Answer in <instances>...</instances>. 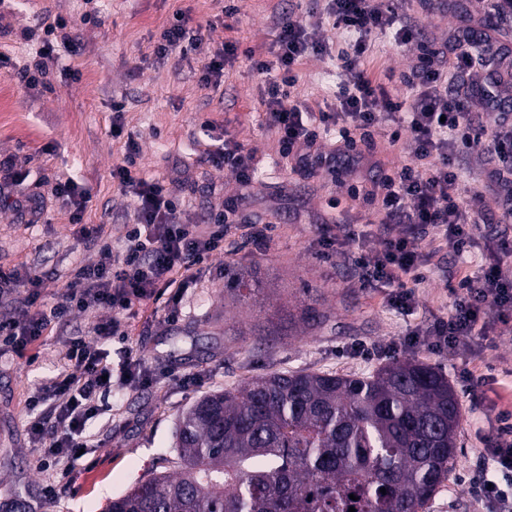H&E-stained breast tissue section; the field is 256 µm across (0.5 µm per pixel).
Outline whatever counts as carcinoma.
Masks as SVG:
<instances>
[{"label":"carcinoma","mask_w":512,"mask_h":512,"mask_svg":"<svg viewBox=\"0 0 512 512\" xmlns=\"http://www.w3.org/2000/svg\"><path fill=\"white\" fill-rule=\"evenodd\" d=\"M256 288L235 285L245 303ZM460 418L448 378L418 360L255 375L184 409L174 471L107 512H425L455 470Z\"/></svg>","instance_id":"cac0c4a2"}]
</instances>
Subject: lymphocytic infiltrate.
Listing matches in <instances>:
<instances>
[{
  "mask_svg": "<svg viewBox=\"0 0 512 512\" xmlns=\"http://www.w3.org/2000/svg\"><path fill=\"white\" fill-rule=\"evenodd\" d=\"M405 0H324L323 10L338 33L349 35L345 49L321 39L317 32L291 16L278 19L280 32L269 57L252 58L253 70L263 79L262 102L266 125L278 153L294 167L312 172L327 166L330 174L349 172L361 156L359 142L367 141L380 128L388 129L390 143L407 141L413 160L380 174L379 221L342 233H318L323 254L350 257L362 287L388 286L385 297L392 309L414 308L415 287L423 279L428 255L422 243L429 229L460 261L475 260L476 225L493 222L512 224V123L491 127L477 121L470 111V97L455 76L470 75L471 55H456L444 63L439 50L430 48L423 33L404 13ZM388 37L400 46L419 50L416 63L402 71L387 70L376 76L366 66L372 41ZM68 22L55 17L43 29L34 67L23 70L25 88H36L56 47H69ZM201 28H191L182 13H175L164 28L153 53L165 59L172 54L201 52ZM311 56L335 60L342 80L330 102L312 112L293 95L298 82L297 65ZM409 89V96L394 94L396 86ZM338 132L340 143L322 152L320 132ZM139 147L127 139L121 163L112 178L123 194L133 197L134 222L127 225L122 244H113L99 224L83 221L88 200L74 181L58 183L57 196L74 207L72 223L82 238L96 242V262L76 268L58 300L45 305L42 290L46 275L20 266L0 270V350L25 355L53 328L67 325L79 314L104 311L106 319L88 326L70 338L62 369L43 383L31 403L28 430L41 453L34 464L40 472L62 469L90 447L86 423L113 391L131 389L147 382L142 363L127 356L120 370H113L105 343L121 335L119 316L136 304L154 299L167 289L168 322H176L184 294L196 282L205 261L224 249L223 211L210 213L207 221L186 220L178 199L155 178L139 176ZM478 155L494 169L479 186L463 184L460 162ZM218 168L231 169L240 186H248L256 168L255 158L236 142L226 139L208 144L203 155ZM494 196L498 208L488 214L486 196ZM490 253L476 271L460 269L457 289L446 313L416 325L408 339L450 355L475 356L481 338L512 334V239L487 240ZM495 436L484 438L485 468L474 485L475 495L487 512H512V412L500 411Z\"/></svg>",
  "mask_w": 512,
  "mask_h": 512,
  "instance_id": "1",
  "label": "lymphocytic infiltrate"
}]
</instances>
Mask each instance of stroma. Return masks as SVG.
<instances>
[{
    "instance_id": "1",
    "label": "stroma",
    "mask_w": 512,
    "mask_h": 512,
    "mask_svg": "<svg viewBox=\"0 0 512 512\" xmlns=\"http://www.w3.org/2000/svg\"><path fill=\"white\" fill-rule=\"evenodd\" d=\"M92 6L101 18L96 26L82 21ZM179 10L190 24L212 21L205 33V46L212 50L232 41L268 51L285 10L326 40L336 39L326 15L310 11L307 0H240L237 14L229 17L213 0H96L92 5L0 0V57L10 60L0 68V160L20 175L9 195L0 197V268L25 265L50 274L43 296L51 303L75 268L96 261V245L80 238L69 205L54 194L55 184L66 179L89 192L84 223L104 225L116 239L123 235L134 201L120 193L112 169L129 137L139 147L141 174L164 180L190 217L228 211L224 251L209 258L187 289L179 320L167 322L154 304L140 305L128 342L109 344L113 367H120L126 348H133L150 382L115 395L111 417L92 420L99 446L92 458L70 461L47 512H104L113 497L173 457L177 417L205 393L267 372L358 374L404 359L445 373L462 406L456 470L440 486L429 512H482L473 480L483 468L481 438L495 432L498 411L512 410V335L478 345L486 380L468 390L461 376L467 357L420 344L396 345L423 317L446 313L458 281L456 263L446 251L434 253L417 287L418 304L408 313L385 307L386 289L359 287L351 263L318 254L316 231L324 222L337 216L357 226L377 221V205L366 194L380 171L411 162L407 145L389 146L377 133L348 174L337 179L322 170L298 174L274 147L261 102L262 79L246 58L226 68L223 86L212 93L198 84V53L157 62L151 46ZM404 10L426 40L448 43L459 53L471 30L490 38L504 67L512 66V19L496 14L492 0H446L439 11L426 8L423 0H407ZM49 14L69 21L74 43L58 49L50 61L47 87L27 92L16 73L32 63L38 44L25 34ZM75 70L80 79L72 78ZM298 71L294 95L318 111L340 81L338 70L329 59L312 56ZM116 102L124 105L119 138L112 135ZM207 122L215 135L254 154L257 171L247 190H240L231 171L202 161L198 145L206 140L202 126ZM32 193L39 196V209L29 219L18 214L15 202ZM248 224L266 226L264 245L246 241ZM236 271L258 275L263 310L239 302L229 288ZM308 305L325 320L306 330L299 315ZM362 345L373 347L374 357H361ZM66 349V334L58 331L44 338L36 362L0 353V512H22L40 497L43 477L31 466L26 424L32 396L59 371ZM188 374L195 381L187 386L180 378Z\"/></svg>"
}]
</instances>
